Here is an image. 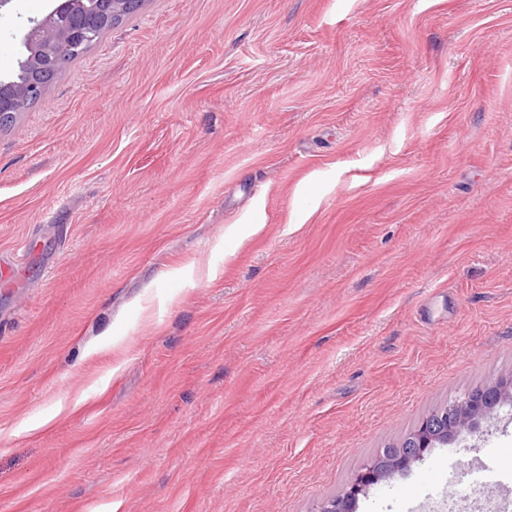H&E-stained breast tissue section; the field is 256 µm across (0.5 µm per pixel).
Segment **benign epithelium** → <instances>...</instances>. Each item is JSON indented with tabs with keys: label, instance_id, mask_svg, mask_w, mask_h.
I'll use <instances>...</instances> for the list:
<instances>
[{
	"label": "benign epithelium",
	"instance_id": "benign-epithelium-1",
	"mask_svg": "<svg viewBox=\"0 0 512 512\" xmlns=\"http://www.w3.org/2000/svg\"><path fill=\"white\" fill-rule=\"evenodd\" d=\"M144 0H60L45 17L32 22L22 35V59L16 75L0 79V122L16 115L25 99L44 96L47 87L73 57L96 44L103 28L117 24ZM512 399V382H494L478 393H467L424 418L398 459H375L352 474L342 494L324 500L318 512H353L358 497L385 478L409 470L425 451L476 427L479 419Z\"/></svg>",
	"mask_w": 512,
	"mask_h": 512
}]
</instances>
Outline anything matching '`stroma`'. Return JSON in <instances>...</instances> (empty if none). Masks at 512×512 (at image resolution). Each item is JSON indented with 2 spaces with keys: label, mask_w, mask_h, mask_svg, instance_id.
I'll use <instances>...</instances> for the list:
<instances>
[{
  "label": "stroma",
  "mask_w": 512,
  "mask_h": 512,
  "mask_svg": "<svg viewBox=\"0 0 512 512\" xmlns=\"http://www.w3.org/2000/svg\"><path fill=\"white\" fill-rule=\"evenodd\" d=\"M0 260V512H317L512 377V0H144L0 130ZM487 463L511 402L355 512Z\"/></svg>",
  "instance_id": "35a3bbf8"
}]
</instances>
